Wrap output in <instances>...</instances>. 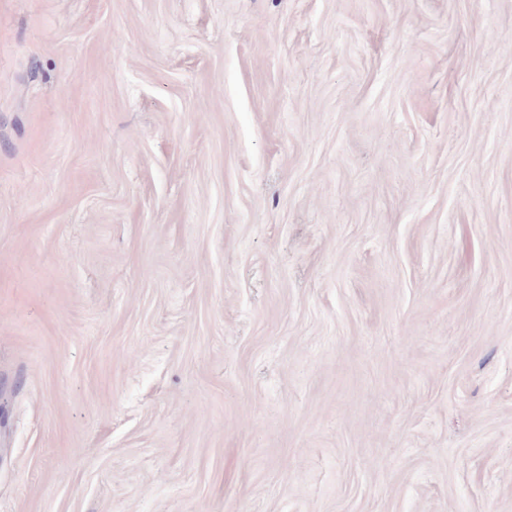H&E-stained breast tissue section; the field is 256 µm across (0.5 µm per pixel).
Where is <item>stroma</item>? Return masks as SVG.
Instances as JSON below:
<instances>
[{
  "instance_id": "obj_1",
  "label": "stroma",
  "mask_w": 512,
  "mask_h": 512,
  "mask_svg": "<svg viewBox=\"0 0 512 512\" xmlns=\"http://www.w3.org/2000/svg\"><path fill=\"white\" fill-rule=\"evenodd\" d=\"M0 512H512V0H0Z\"/></svg>"
}]
</instances>
